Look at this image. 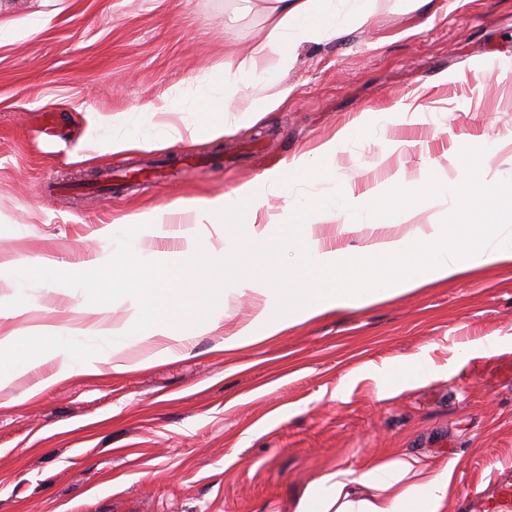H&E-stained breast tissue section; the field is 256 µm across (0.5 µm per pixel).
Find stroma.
Wrapping results in <instances>:
<instances>
[{
    "label": "stroma",
    "instance_id": "1",
    "mask_svg": "<svg viewBox=\"0 0 512 512\" xmlns=\"http://www.w3.org/2000/svg\"><path fill=\"white\" fill-rule=\"evenodd\" d=\"M427 15L405 0H377L368 26L336 41L306 42L288 72L283 108L253 124L208 113L228 134L176 147L104 151L143 131L142 106L165 99L158 123L199 121V91L222 97L225 60L255 47L263 13L245 0H0V19L41 30L0 39V304L19 293L20 314L0 336L37 326L103 341L133 313L119 299L92 304L84 291L20 286L16 270L92 269L115 247L126 216L155 222L141 241L155 261L181 259L180 232L197 224L185 201L209 199L287 167L302 153L360 126L333 161L334 175L290 171L287 205L363 194L398 174L434 167L456 178L457 146L497 143L491 172L512 181V0H432ZM424 105L420 122L384 112ZM57 117L46 134L42 112ZM398 142L395 151L385 144ZM207 161L166 184L117 180L98 198L83 180L109 166ZM71 182L49 195L48 178ZM296 252L241 243L245 276L287 288ZM247 298L226 290L224 325L193 327L187 343L130 337L101 374L74 372L66 351L0 383V512H293L319 472L392 450L453 465L459 503L475 512L496 473L512 467V377L489 359L453 361L455 346L512 337V267L436 282L401 297L306 322L231 354L224 331L248 321ZM421 354L441 374L385 397L374 368Z\"/></svg>",
    "mask_w": 512,
    "mask_h": 512
}]
</instances>
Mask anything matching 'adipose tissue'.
I'll return each instance as SVG.
<instances>
[{"mask_svg": "<svg viewBox=\"0 0 512 512\" xmlns=\"http://www.w3.org/2000/svg\"><path fill=\"white\" fill-rule=\"evenodd\" d=\"M374 8L375 0H266L265 27L255 52L225 62L223 100L200 92L195 111L236 112L252 123L280 109L292 89L273 80V73L292 65L302 43L339 39L366 24ZM249 81L263 85L262 97L243 96ZM457 155L462 172L458 180L424 169L414 179L393 178L362 197L343 191L346 209L364 215L366 223L380 231L360 249L355 262L341 250H328L314 233V210H333V200L316 207H289V224L300 228L294 242L300 249L296 285L274 288L264 277L242 281L233 269H225V280L239 282L241 294L257 300L258 306L249 323L225 332L221 350L229 354L298 324L396 298L488 265L512 266V224L498 209L501 201L512 202V183L490 176L487 147L466 144ZM271 191L287 194L282 169L266 171L233 193L190 201L186 207L208 223L239 225L254 247L271 254L289 245L258 225ZM429 198L451 200V223L396 233L416 202ZM437 373L433 361L421 355L378 371L404 389L429 382ZM452 471L447 461L405 451L372 455L358 467L338 465L320 473L308 483L293 512H450Z\"/></svg>", "mask_w": 512, "mask_h": 512, "instance_id": "obj_1", "label": "adipose tissue"}]
</instances>
